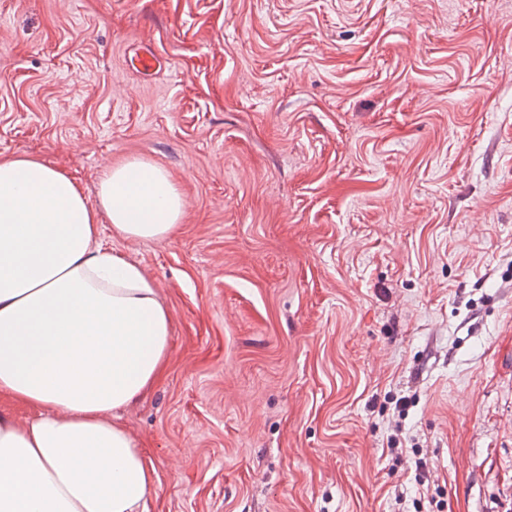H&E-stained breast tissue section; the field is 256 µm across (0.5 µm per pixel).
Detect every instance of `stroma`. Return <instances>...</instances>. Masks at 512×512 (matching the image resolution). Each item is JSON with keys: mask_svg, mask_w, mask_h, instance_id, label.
Here are the masks:
<instances>
[{"mask_svg": "<svg viewBox=\"0 0 512 512\" xmlns=\"http://www.w3.org/2000/svg\"><path fill=\"white\" fill-rule=\"evenodd\" d=\"M15 155L181 194L149 512L512 505V0H0Z\"/></svg>", "mask_w": 512, "mask_h": 512, "instance_id": "stroma-1", "label": "stroma"}]
</instances>
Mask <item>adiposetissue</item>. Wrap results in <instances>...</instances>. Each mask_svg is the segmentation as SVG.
<instances>
[{
    "mask_svg": "<svg viewBox=\"0 0 512 512\" xmlns=\"http://www.w3.org/2000/svg\"><path fill=\"white\" fill-rule=\"evenodd\" d=\"M166 171L113 167L89 207L63 170L0 157V512H145L155 467L112 414L161 378L170 317L140 270L99 241L175 230Z\"/></svg>",
    "mask_w": 512,
    "mask_h": 512,
    "instance_id": "1",
    "label": "adipose tissue"
}]
</instances>
